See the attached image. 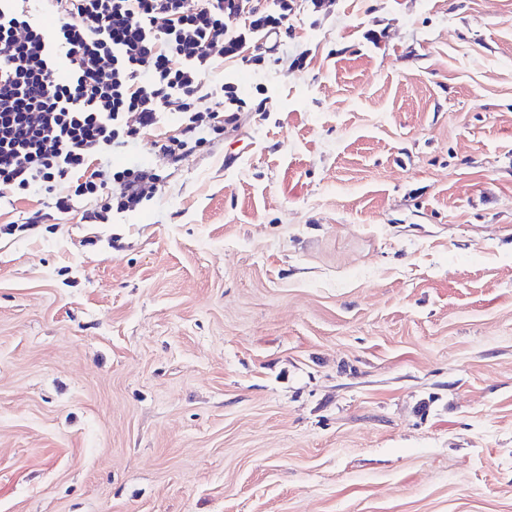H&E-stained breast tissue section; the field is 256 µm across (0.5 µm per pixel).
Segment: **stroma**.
<instances>
[{"mask_svg":"<svg viewBox=\"0 0 512 512\" xmlns=\"http://www.w3.org/2000/svg\"><path fill=\"white\" fill-rule=\"evenodd\" d=\"M209 79L140 209L0 232V512H512V0H294Z\"/></svg>","mask_w":512,"mask_h":512,"instance_id":"1","label":"stroma"}]
</instances>
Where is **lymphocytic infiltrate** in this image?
Instances as JSON below:
<instances>
[{"instance_id": "1", "label": "lymphocytic infiltrate", "mask_w": 512, "mask_h": 512, "mask_svg": "<svg viewBox=\"0 0 512 512\" xmlns=\"http://www.w3.org/2000/svg\"><path fill=\"white\" fill-rule=\"evenodd\" d=\"M36 3L55 29L36 20ZM291 11L289 0H0V197L46 195L60 211L91 199L89 222L136 211L159 169L111 171L112 153L152 131L155 154L175 164L206 145L203 129L223 133L246 102L234 83L207 82L214 60L283 34ZM169 112L180 116L173 135L159 130Z\"/></svg>"}]
</instances>
